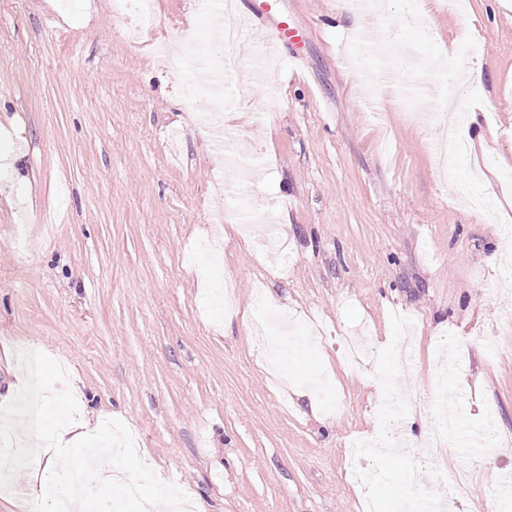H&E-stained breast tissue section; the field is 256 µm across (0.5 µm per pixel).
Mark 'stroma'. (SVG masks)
I'll return each instance as SVG.
<instances>
[{"instance_id":"1","label":"stroma","mask_w":512,"mask_h":512,"mask_svg":"<svg viewBox=\"0 0 512 512\" xmlns=\"http://www.w3.org/2000/svg\"><path fill=\"white\" fill-rule=\"evenodd\" d=\"M113 0H0V407L37 381L43 424L70 418L114 453L90 463V512L116 470L153 512L162 496L205 512H399L417 449L367 456L379 479L346 476L351 437H374L389 397L403 436L426 440L455 402L449 451L423 487L446 512H480L512 471V0H394L386 22L440 61L436 86L479 61L483 141L441 164L445 123L349 60L336 0H280L308 31L304 81L287 53L235 82L225 125L254 175L223 185L200 124L208 93L160 45L193 30L215 78L227 68L200 0H154L140 38ZM285 227L286 258L263 252L259 217ZM24 225V250L14 245ZM496 264H489L490 254ZM300 339L271 365L254 301ZM411 322L397 366L395 313ZM390 379L376 387L377 376ZM468 492L448 488L449 469ZM26 466L0 485V512H55Z\"/></svg>"}]
</instances>
